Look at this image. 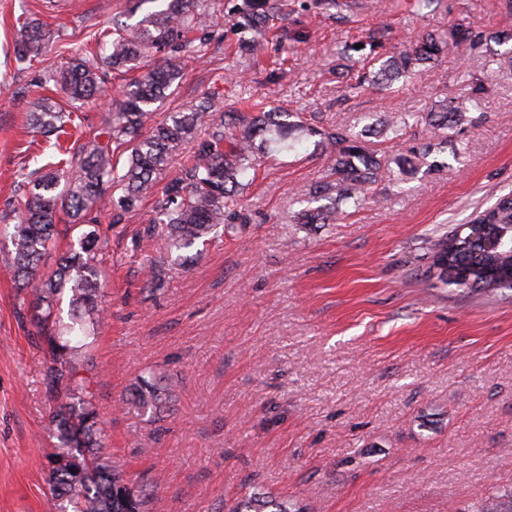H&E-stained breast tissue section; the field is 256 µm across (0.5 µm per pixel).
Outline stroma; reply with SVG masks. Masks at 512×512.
Listing matches in <instances>:
<instances>
[{"instance_id":"1","label":"stroma","mask_w":512,"mask_h":512,"mask_svg":"<svg viewBox=\"0 0 512 512\" xmlns=\"http://www.w3.org/2000/svg\"><path fill=\"white\" fill-rule=\"evenodd\" d=\"M507 0H282L276 28L254 64L239 58L229 9L181 58L182 77L156 119L207 96L222 112L245 102L300 113L305 122L355 131L396 116L399 147L440 142L426 115L438 101L475 97L473 120L439 153L441 168L371 185L360 208L333 224L303 226L309 191L329 174L312 143L273 150L243 191L234 233L145 285L161 256L150 220L157 197L126 214L104 210L106 320L87 376L108 422L104 446L136 483L155 485L153 512H224L256 485L307 512H465L475 494L512 488V298L420 281L440 235L512 191V72L468 44L399 92H351L361 44L372 35L403 49L424 30L466 22L499 30ZM147 0H0V214L23 201L26 177L56 146L88 138L113 112L131 77L107 78L92 103L71 102L49 80L95 50L113 19L135 22ZM35 20L51 34L33 60L17 61L12 32ZM482 93H475V86ZM51 99L73 113L59 140L33 132L28 114ZM0 232V512H46L48 353L20 306L3 263ZM168 391L160 408L135 397L141 376Z\"/></svg>"}]
</instances>
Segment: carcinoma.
<instances>
[{
	"instance_id": "1",
	"label": "carcinoma",
	"mask_w": 512,
	"mask_h": 512,
	"mask_svg": "<svg viewBox=\"0 0 512 512\" xmlns=\"http://www.w3.org/2000/svg\"><path fill=\"white\" fill-rule=\"evenodd\" d=\"M161 9L137 23L115 19L104 32L107 53L79 58L55 75L73 101H87L103 91L106 71L147 68L122 90L118 110L68 159L47 163L46 172L28 183L24 206L11 234L12 279L22 303L32 305L38 332L48 345L52 362L46 371V391L54 401L50 426L58 440L49 457L50 512H152L156 487L138 486L112 466L103 448L104 417L93 403L86 351L96 341L103 320L99 306L104 288L105 240L99 226L86 219L94 210L110 206L132 212L159 192L162 203L152 224L161 248L182 255L220 232L234 230L242 203L244 180L257 172L261 159L275 146L315 138L314 147L332 160L329 180L315 187L314 199L326 204L298 214L300 224H333L339 205L360 206L368 187L384 177L413 174L441 151L439 143L412 148L393 159L397 169L359 136L340 128L312 127L292 121L286 111L250 104L238 112L216 113L208 97L149 128L147 120L167 92L180 80L174 60L194 48L196 34L214 24V14L200 0H161ZM279 0H238L231 8L238 46L249 56L258 54L266 39ZM50 33L39 24L23 23L16 33L14 53L25 61L40 53ZM483 44V37L460 23L447 32L425 31L411 47L392 55L374 39L370 52L350 88L396 91V84L419 75L438 61L448 46ZM465 102L450 98L427 113L430 125L455 130L468 123ZM32 126L48 136L66 133L65 113L49 102L30 114ZM207 126L208 137L196 132ZM127 154L119 164L118 152ZM174 170L164 184L160 175ZM121 190L112 195L113 188ZM65 211L73 219L77 238L58 257L55 270L45 276L41 264L56 252V218ZM496 241L490 248L484 241ZM425 279H437L460 290L495 297L512 291V193L501 195L433 244ZM68 296L69 323L59 306ZM139 401L154 407L160 400L155 377L140 379ZM224 512H304L303 506L260 488L224 502ZM467 512H512V492L490 487L475 496Z\"/></svg>"
}]
</instances>
